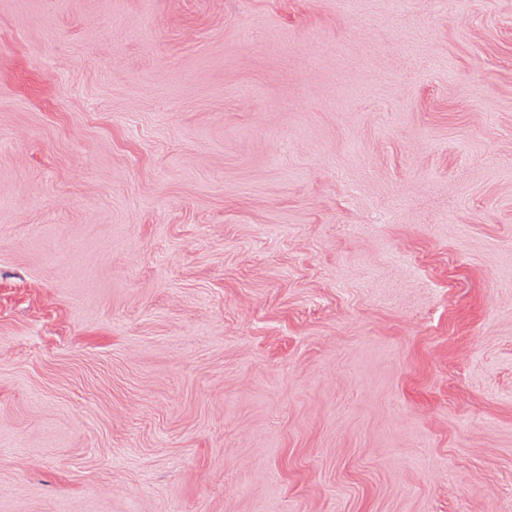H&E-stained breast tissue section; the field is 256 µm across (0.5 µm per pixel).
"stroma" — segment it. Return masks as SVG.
Masks as SVG:
<instances>
[{"mask_svg":"<svg viewBox=\"0 0 512 512\" xmlns=\"http://www.w3.org/2000/svg\"><path fill=\"white\" fill-rule=\"evenodd\" d=\"M0 512H512V7L0 0Z\"/></svg>","mask_w":512,"mask_h":512,"instance_id":"obj_1","label":"stroma"}]
</instances>
